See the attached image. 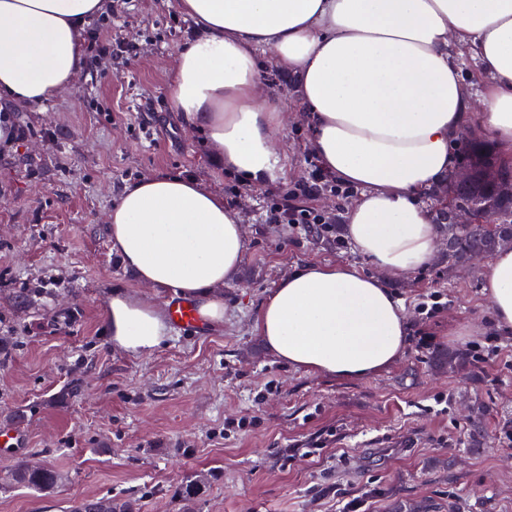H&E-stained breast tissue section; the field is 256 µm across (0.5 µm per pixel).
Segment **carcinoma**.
<instances>
[{
	"label": "carcinoma",
	"mask_w": 512,
	"mask_h": 512,
	"mask_svg": "<svg viewBox=\"0 0 512 512\" xmlns=\"http://www.w3.org/2000/svg\"><path fill=\"white\" fill-rule=\"evenodd\" d=\"M463 166L471 180L466 187L452 186L448 201L478 207L477 223L454 229V241L448 252V263L460 264L477 252L494 249L498 241L490 238L486 225L502 216L512 217V164L496 157L493 149L477 143L467 152ZM11 480L23 487L44 491L60 480L57 472L40 464L19 462L9 468Z\"/></svg>",
	"instance_id": "obj_1"
}]
</instances>
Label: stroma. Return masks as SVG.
I'll return each instance as SVG.
<instances>
[{
	"label": "stroma",
	"instance_id": "stroma-1",
	"mask_svg": "<svg viewBox=\"0 0 512 512\" xmlns=\"http://www.w3.org/2000/svg\"><path fill=\"white\" fill-rule=\"evenodd\" d=\"M100 40L136 47L84 64L64 94L10 106L31 133L0 142V426L22 441L0 467L60 474L38 492L0 482V512H69L103 497L132 512H512V334L493 324L486 259L449 265L447 250L390 280L410 321L404 354L365 380L295 370L265 350L261 308L304 262L374 273L346 237L349 199L305 204L332 235L274 224L275 196L311 175L309 128L294 76L266 64L288 105L287 177L242 186L204 135L172 112L168 73L195 24L176 0H112ZM192 177L223 195L246 233L224 321L171 328L154 354L113 348L105 300L142 288L113 253L106 216L126 185ZM439 308L420 315L429 295ZM195 486L186 498V486Z\"/></svg>",
	"mask_w": 512,
	"mask_h": 512
}]
</instances>
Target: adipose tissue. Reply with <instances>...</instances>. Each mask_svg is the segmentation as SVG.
<instances>
[{"label": "adipose tissue", "instance_id": "adipose-tissue-1", "mask_svg": "<svg viewBox=\"0 0 512 512\" xmlns=\"http://www.w3.org/2000/svg\"><path fill=\"white\" fill-rule=\"evenodd\" d=\"M197 35L169 75L173 111L202 130L215 161L249 187L283 175L285 110L267 88L263 51L294 74L310 147L337 183L359 189L345 233L376 269L307 262L267 297L258 333L289 367L364 379L408 344V316L386 281L432 263L440 229L425 195L456 169L460 135L475 125L512 158V0H178ZM106 0H0V98L35 104L67 91L84 65L83 30ZM489 76L464 84L453 45ZM112 250L139 283L192 300L224 321L245 231L223 196L192 178L156 176L125 187L107 216ZM497 329L512 332V248L487 265ZM105 329L135 357L170 332L162 303L113 291Z\"/></svg>", "mask_w": 512, "mask_h": 512}]
</instances>
